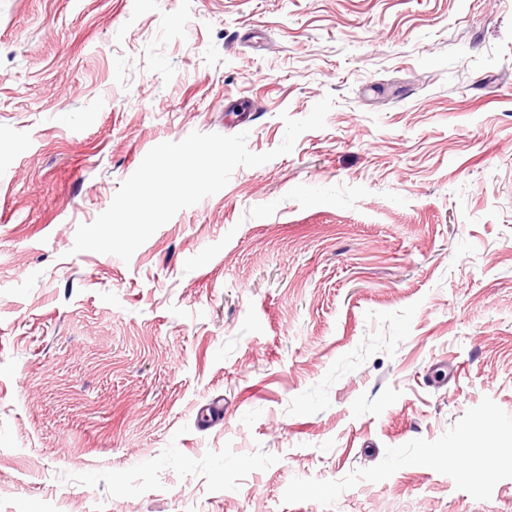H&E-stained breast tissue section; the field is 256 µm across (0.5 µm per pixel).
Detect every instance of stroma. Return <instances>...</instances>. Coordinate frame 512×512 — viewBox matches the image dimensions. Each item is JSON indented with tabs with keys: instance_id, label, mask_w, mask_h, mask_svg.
I'll list each match as a JSON object with an SVG mask.
<instances>
[{
	"instance_id": "35a3bbf8",
	"label": "stroma",
	"mask_w": 512,
	"mask_h": 512,
	"mask_svg": "<svg viewBox=\"0 0 512 512\" xmlns=\"http://www.w3.org/2000/svg\"><path fill=\"white\" fill-rule=\"evenodd\" d=\"M327 95L73 253L157 144ZM50 507L512 512V0H0V512Z\"/></svg>"
}]
</instances>
